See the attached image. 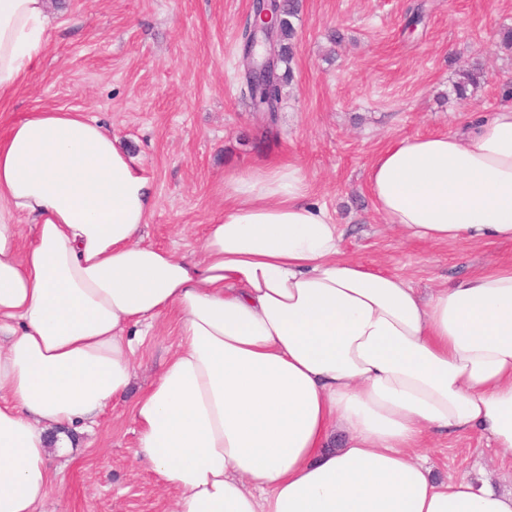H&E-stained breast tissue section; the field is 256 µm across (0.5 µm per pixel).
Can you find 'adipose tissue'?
<instances>
[{
  "instance_id": "ef3b65f1",
  "label": "adipose tissue",
  "mask_w": 512,
  "mask_h": 512,
  "mask_svg": "<svg viewBox=\"0 0 512 512\" xmlns=\"http://www.w3.org/2000/svg\"><path fill=\"white\" fill-rule=\"evenodd\" d=\"M46 42L45 0H0L1 99ZM367 184L416 238L512 242V103L386 147ZM154 205L85 113L0 136V512H36L50 447L126 393L171 311L179 345L133 418L175 512H512V490L438 479L427 447L476 428L512 455V264L424 294L342 258L292 163L227 173L191 255L144 242Z\"/></svg>"
}]
</instances>
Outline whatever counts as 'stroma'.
<instances>
[{"instance_id":"1","label":"stroma","mask_w":512,"mask_h":512,"mask_svg":"<svg viewBox=\"0 0 512 512\" xmlns=\"http://www.w3.org/2000/svg\"><path fill=\"white\" fill-rule=\"evenodd\" d=\"M252 0H48V41L8 103L0 132L28 113L76 109L109 128L152 178L145 229L156 246L187 254L224 210V176L265 160L304 169L326 206L344 257L403 276L421 289L512 263V243H429L383 224L367 188L374 155L417 135L452 132L462 114L506 103L512 0H298L290 67L274 124L253 111L243 80L241 32ZM422 21L408 27L413 9ZM342 43H333L332 34ZM480 64L466 100L454 84ZM177 317L138 348L132 395L109 405L93 431H69L51 449V490L37 512H173V495L134 456L136 393L161 373L178 343ZM441 478L512 488V456L478 431L429 440Z\"/></svg>"}]
</instances>
